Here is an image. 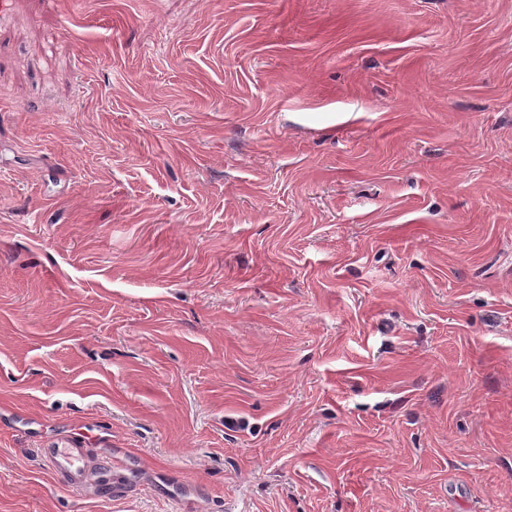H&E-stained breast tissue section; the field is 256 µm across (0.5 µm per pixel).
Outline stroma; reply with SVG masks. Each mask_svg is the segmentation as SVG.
<instances>
[{
    "instance_id": "stroma-1",
    "label": "stroma",
    "mask_w": 512,
    "mask_h": 512,
    "mask_svg": "<svg viewBox=\"0 0 512 512\" xmlns=\"http://www.w3.org/2000/svg\"><path fill=\"white\" fill-rule=\"evenodd\" d=\"M229 504L512 512V0L0 12V512ZM95 436L76 433L41 448V454L56 480L66 488L83 492L92 491L112 498L125 493L130 480L124 463L112 457H99L89 453Z\"/></svg>"
}]
</instances>
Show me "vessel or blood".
Returning a JSON list of instances; mask_svg holds the SVG:
<instances>
[{
	"label": "vessel or blood",
	"mask_w": 512,
	"mask_h": 512,
	"mask_svg": "<svg viewBox=\"0 0 512 512\" xmlns=\"http://www.w3.org/2000/svg\"><path fill=\"white\" fill-rule=\"evenodd\" d=\"M91 434L77 433L42 448L41 454L56 480L66 488L100 496L125 493L130 480L124 463L89 452Z\"/></svg>",
	"instance_id": "b4317fda"
}]
</instances>
